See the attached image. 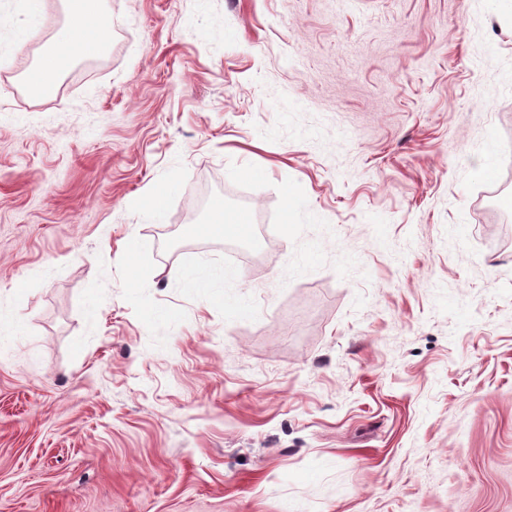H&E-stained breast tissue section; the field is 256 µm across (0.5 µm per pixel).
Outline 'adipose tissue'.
Listing matches in <instances>:
<instances>
[{"label":"adipose tissue","instance_id":"ef3b65f1","mask_svg":"<svg viewBox=\"0 0 512 512\" xmlns=\"http://www.w3.org/2000/svg\"><path fill=\"white\" fill-rule=\"evenodd\" d=\"M65 23L25 76L31 95L51 92L76 60L102 52L111 29L102 19V0H65Z\"/></svg>","mask_w":512,"mask_h":512}]
</instances>
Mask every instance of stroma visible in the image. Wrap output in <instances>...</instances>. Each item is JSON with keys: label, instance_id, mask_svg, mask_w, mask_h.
Here are the masks:
<instances>
[{"label": "stroma", "instance_id": "1", "mask_svg": "<svg viewBox=\"0 0 512 512\" xmlns=\"http://www.w3.org/2000/svg\"><path fill=\"white\" fill-rule=\"evenodd\" d=\"M104 10L33 98L61 0H0V512H512V22ZM247 223L239 212L219 206L215 209L212 219L206 224L196 225L194 231L207 237L247 238L251 234V225Z\"/></svg>", "mask_w": 512, "mask_h": 512}]
</instances>
